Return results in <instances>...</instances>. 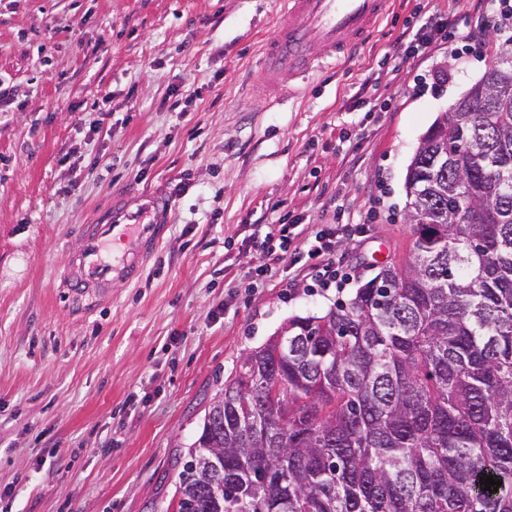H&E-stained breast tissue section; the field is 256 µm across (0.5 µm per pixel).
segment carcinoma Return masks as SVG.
Here are the masks:
<instances>
[{
	"mask_svg": "<svg viewBox=\"0 0 512 512\" xmlns=\"http://www.w3.org/2000/svg\"><path fill=\"white\" fill-rule=\"evenodd\" d=\"M481 98L409 165L405 263L245 355L166 512H512V62Z\"/></svg>",
	"mask_w": 512,
	"mask_h": 512,
	"instance_id": "carcinoma-1",
	"label": "carcinoma"
}]
</instances>
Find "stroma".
Listing matches in <instances>:
<instances>
[{"label": "stroma", "instance_id": "obj_1", "mask_svg": "<svg viewBox=\"0 0 512 512\" xmlns=\"http://www.w3.org/2000/svg\"><path fill=\"white\" fill-rule=\"evenodd\" d=\"M282 0H0V512H165L179 456L240 359L294 315H320L412 246L407 168L482 54L437 38L474 0H391L358 48L283 99L259 59ZM428 23L410 56L404 32ZM192 95L171 111L172 89ZM102 119L89 134V124ZM188 188L141 279L88 312L59 264L112 194ZM343 289L309 287L306 254L264 288L260 243L287 218L331 230Z\"/></svg>", "mask_w": 512, "mask_h": 512}]
</instances>
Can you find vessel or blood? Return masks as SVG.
I'll return each instance as SVG.
<instances>
[{"mask_svg": "<svg viewBox=\"0 0 512 512\" xmlns=\"http://www.w3.org/2000/svg\"><path fill=\"white\" fill-rule=\"evenodd\" d=\"M389 0H284L262 56L272 83L304 75L323 59L360 45L386 14ZM173 221L164 189L113 196L88 224L81 225L75 249L61 269L69 303H102L114 284L139 280Z\"/></svg>", "mask_w": 512, "mask_h": 512, "instance_id": "b4317fda", "label": "vessel or blood"}]
</instances>
